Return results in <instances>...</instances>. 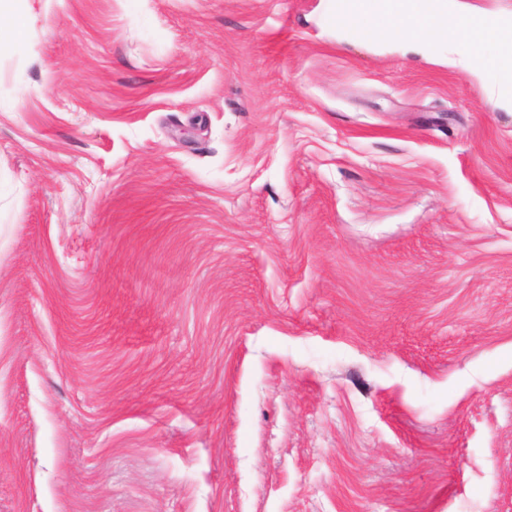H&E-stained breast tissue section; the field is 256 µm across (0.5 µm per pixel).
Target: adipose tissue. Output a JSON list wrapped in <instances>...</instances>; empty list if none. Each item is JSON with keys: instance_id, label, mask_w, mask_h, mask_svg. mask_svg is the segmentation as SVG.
Segmentation results:
<instances>
[{"instance_id": "1", "label": "adipose tissue", "mask_w": 512, "mask_h": 512, "mask_svg": "<svg viewBox=\"0 0 512 512\" xmlns=\"http://www.w3.org/2000/svg\"><path fill=\"white\" fill-rule=\"evenodd\" d=\"M358 4L344 27L348 36L362 37L378 26L388 46L447 66L462 63L456 55L460 25L477 22L482 36L469 46L475 52L489 45L497 47L496 67L502 83L498 100L512 107V92L506 90L512 85V35L500 33L502 27H512L511 16L477 11L463 0H358Z\"/></svg>"}]
</instances>
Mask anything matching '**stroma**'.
<instances>
[{
	"instance_id": "stroma-1",
	"label": "stroma",
	"mask_w": 512,
	"mask_h": 512,
	"mask_svg": "<svg viewBox=\"0 0 512 512\" xmlns=\"http://www.w3.org/2000/svg\"><path fill=\"white\" fill-rule=\"evenodd\" d=\"M0 512H512V110L336 0H15Z\"/></svg>"
}]
</instances>
